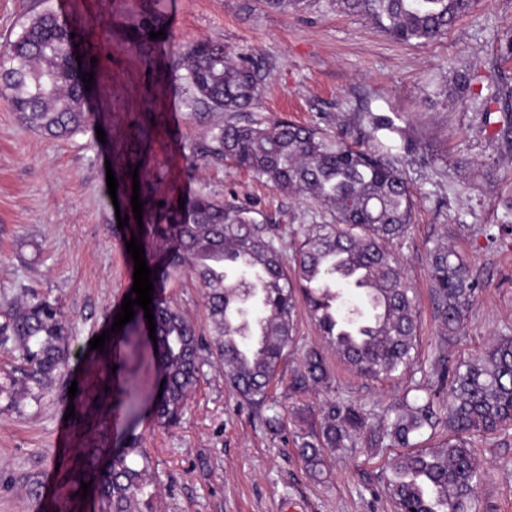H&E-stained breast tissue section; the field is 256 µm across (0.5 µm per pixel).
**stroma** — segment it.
I'll return each mask as SVG.
<instances>
[{"instance_id": "1", "label": "stroma", "mask_w": 512, "mask_h": 512, "mask_svg": "<svg viewBox=\"0 0 512 512\" xmlns=\"http://www.w3.org/2000/svg\"><path fill=\"white\" fill-rule=\"evenodd\" d=\"M135 0H0V53L43 10L89 28L86 47L98 62L89 106L106 137L92 133L52 139L23 125L0 100V313L21 305L26 288L56 302L71 328L65 376L33 398L17 354L0 351V512H98L81 484L97 485L119 447L114 416L119 388L134 396L140 447L152 461L153 499L142 512H393L382 490L385 453L367 444L329 454L311 480L292 442V407L319 414L329 400L354 401L375 414L402 397L419 398L407 379L352 376L332 362L330 386L302 396L277 384L254 409L225 383L219 364L204 368L180 425L162 428L151 407L160 382L149 337L126 342L110 327L133 284L117 214L139 194L142 221L163 223L170 211L206 193L242 205L263 224L280 225L277 246L293 261L297 234L331 224L334 212L254 179L231 161L203 157L224 112L193 109L183 58L197 42L249 49L269 72L257 113L356 137L364 112L394 118L418 146L403 163L415 192L414 222L394 248L418 291L419 358L479 354L496 336L512 334V233L486 238L483 225L501 223L512 202V126L498 99L512 90V0H477L445 38L399 43L369 19L309 0L306 8L272 10L264 0H168L165 36L150 57L133 44L128 17ZM475 75L457 95L455 73ZM138 167V180L127 168ZM116 191H108L107 172ZM463 254L481 282L460 339L448 344L428 280L431 248ZM165 296L210 333L204 290L191 271L172 278ZM105 335L103 351L90 340ZM76 395H69V387ZM280 415L273 436L263 416ZM487 477L479 512H512V427L482 444Z\"/></svg>"}]
</instances>
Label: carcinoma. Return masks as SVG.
<instances>
[{
  "label": "carcinoma",
  "instance_id": "obj_1",
  "mask_svg": "<svg viewBox=\"0 0 512 512\" xmlns=\"http://www.w3.org/2000/svg\"><path fill=\"white\" fill-rule=\"evenodd\" d=\"M349 14L362 15L393 38L435 42L473 7L475 0H334ZM163 0L133 16L140 49L161 29ZM46 9L23 27L0 60V98L20 122L53 138L95 131V112L86 107L89 92L77 70L75 39ZM193 103L226 113L211 137L208 156L233 162L253 177L284 190L308 194L336 212V223L307 230L286 266L274 245L279 228L260 224L251 210L225 205L207 194L189 201L173 223L154 225L170 238L174 251L147 261L154 287L157 357L164 381L153 408L158 426L169 428L184 416L186 400L204 375L203 352L224 368V380L250 406L269 397L280 364L294 343L297 297L326 347L356 375L392 380L414 371L418 313L416 293L388 244L406 237L412 224L414 192L386 141L401 133L387 115H364V140L351 144L306 125L255 117L251 109L267 83L265 63L253 52L234 54L224 45L199 42L185 55ZM189 264L205 290L212 323L211 343L196 336L188 320L163 296L161 279ZM429 277L444 335H460L480 281L455 251L430 250ZM357 290L363 301L346 298ZM123 328V336L144 330V311ZM69 329L58 306L30 290L18 309L3 315L0 350L16 352L28 366L27 378L47 388L69 363ZM437 385L420 403L403 402L377 426L355 403L330 402L320 418L302 405L293 411L295 442L306 472L323 474L326 452L355 448L368 437L392 449L384 488L396 512H477L486 471L475 437L512 426V336H497L480 354L435 366ZM323 349H305L291 371L295 394L329 383ZM447 413L448 438L432 448L418 437L441 423ZM113 456L99 481L101 512H140L154 496L151 460L139 450L134 431Z\"/></svg>",
  "mask_w": 512,
  "mask_h": 512
}]
</instances>
